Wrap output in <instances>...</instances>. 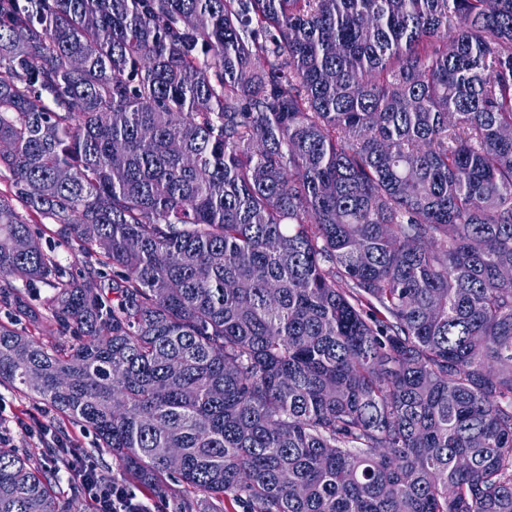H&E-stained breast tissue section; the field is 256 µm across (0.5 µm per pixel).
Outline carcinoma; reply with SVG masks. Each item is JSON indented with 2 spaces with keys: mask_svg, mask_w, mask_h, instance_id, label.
Returning <instances> with one entry per match:
<instances>
[{
  "mask_svg": "<svg viewBox=\"0 0 512 512\" xmlns=\"http://www.w3.org/2000/svg\"><path fill=\"white\" fill-rule=\"evenodd\" d=\"M508 128L512 0H0V385L174 512H512ZM31 223L33 229L37 232L38 237L41 239L42 245L45 249H51L59 257L62 263L69 262L75 265V260L68 248L61 243L56 236L52 234L53 226L48 224V221L39 216H31Z\"/></svg>",
  "mask_w": 512,
  "mask_h": 512,
  "instance_id": "1",
  "label": "carcinoma"
}]
</instances>
